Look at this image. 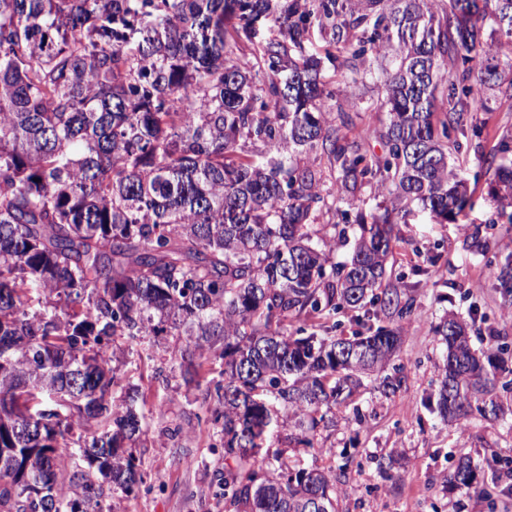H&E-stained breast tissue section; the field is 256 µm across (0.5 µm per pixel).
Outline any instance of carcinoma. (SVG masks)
Masks as SVG:
<instances>
[{"instance_id":"carcinoma-1","label":"carcinoma","mask_w":512,"mask_h":512,"mask_svg":"<svg viewBox=\"0 0 512 512\" xmlns=\"http://www.w3.org/2000/svg\"><path fill=\"white\" fill-rule=\"evenodd\" d=\"M313 19L391 56L385 121L355 141L328 103L335 56L311 50ZM488 21L506 40L483 39ZM245 40L260 79L240 62ZM505 83L498 108L512 112V0H0V512H104L142 483L127 448L147 435L145 414L109 350L117 337L149 347L165 322L186 327L200 358L221 347L224 512H337L335 471L272 463L267 443L287 411L315 449L327 413L384 370L400 336L287 325L368 305L402 319L413 301L382 287L387 208L356 213L350 259L326 267L343 232L315 223L332 206L310 154L336 172L330 196L368 187L446 223L470 202L451 133L466 135L483 87ZM371 137L384 154L362 151ZM510 151L489 156L504 211ZM497 281L512 303V265ZM436 333L431 411L504 413L502 347L475 350L452 315ZM477 477L462 457L448 484Z\"/></svg>"}]
</instances>
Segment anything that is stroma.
Listing matches in <instances>:
<instances>
[{"mask_svg": "<svg viewBox=\"0 0 512 512\" xmlns=\"http://www.w3.org/2000/svg\"><path fill=\"white\" fill-rule=\"evenodd\" d=\"M313 47H329L330 33L318 25L309 30ZM332 48V47H329ZM336 60L324 65L336 92L334 109L346 113L355 127L376 123L369 109L381 95L377 77L383 60L375 53L353 57L352 46L332 48ZM499 90L475 104L471 124L482 134L459 157L473 205L445 224L431 223L416 205L400 214L387 262L384 287L412 299L413 310L399 321L402 344L388 373L401 386L393 396L378 388L371 375L354 404L335 410L332 424L319 428L316 452H290L293 468L318 467L339 473V512H512V495L485 499L481 485L495 479L482 470L469 488L447 487L453 457L475 463L512 458V392L504 396L509 412L497 419L475 415L464 425H447L431 413L425 400L436 393L442 346L435 327L455 315L468 324L476 349L489 341L512 348V308L503 306L493 271L512 261V224L490 195L492 173L485 159L502 140L512 139V112L500 111ZM489 239L488 251L473 247ZM188 336L169 330L149 350L131 352L117 340L112 365L123 382L137 385L144 407L153 415L145 446L137 448L143 482L136 496L114 494V512H218L213 469L224 455L212 419L217 404L185 383L180 361ZM393 460V478L382 476L379 461Z\"/></svg>", "mask_w": 512, "mask_h": 512, "instance_id": "1", "label": "stroma"}]
</instances>
